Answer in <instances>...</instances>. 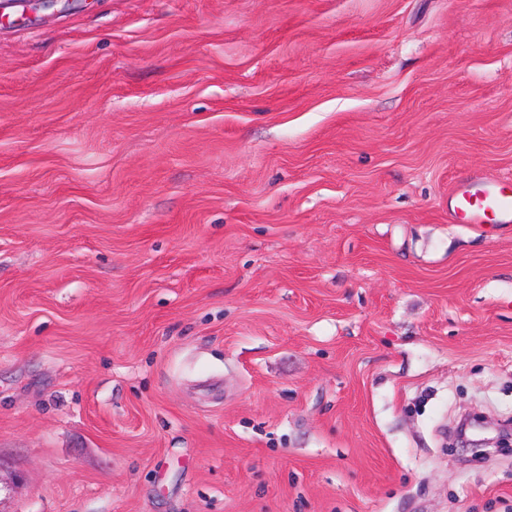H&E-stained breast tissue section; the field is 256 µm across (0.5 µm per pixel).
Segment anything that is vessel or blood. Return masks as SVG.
Wrapping results in <instances>:
<instances>
[{
  "label": "vessel or blood",
  "instance_id": "obj_1",
  "mask_svg": "<svg viewBox=\"0 0 512 512\" xmlns=\"http://www.w3.org/2000/svg\"><path fill=\"white\" fill-rule=\"evenodd\" d=\"M451 212L465 224H487L512 219V180L484 177L454 189Z\"/></svg>",
  "mask_w": 512,
  "mask_h": 512
}]
</instances>
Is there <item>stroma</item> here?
I'll use <instances>...</instances> for the list:
<instances>
[{"instance_id":"1","label":"stroma","mask_w":512,"mask_h":512,"mask_svg":"<svg viewBox=\"0 0 512 512\" xmlns=\"http://www.w3.org/2000/svg\"><path fill=\"white\" fill-rule=\"evenodd\" d=\"M0 10V512H512V0ZM451 203L452 216L464 224L512 222V180L479 178L454 189Z\"/></svg>"}]
</instances>
